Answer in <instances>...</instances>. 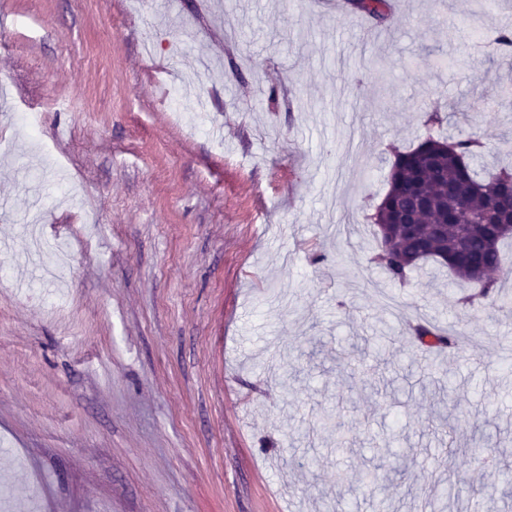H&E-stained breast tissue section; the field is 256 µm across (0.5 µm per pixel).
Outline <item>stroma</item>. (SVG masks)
I'll list each match as a JSON object with an SVG mask.
<instances>
[{
  "label": "stroma",
  "mask_w": 512,
  "mask_h": 512,
  "mask_svg": "<svg viewBox=\"0 0 512 512\" xmlns=\"http://www.w3.org/2000/svg\"><path fill=\"white\" fill-rule=\"evenodd\" d=\"M392 3L376 28L329 0H0L10 512H475L500 486L512 312L433 263L389 281L366 216L433 105L485 96L465 131L512 162V0Z\"/></svg>",
  "instance_id": "obj_1"
}]
</instances>
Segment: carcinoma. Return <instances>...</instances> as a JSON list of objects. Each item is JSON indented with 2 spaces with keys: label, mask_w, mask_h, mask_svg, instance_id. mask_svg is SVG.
Listing matches in <instances>:
<instances>
[{
  "label": "carcinoma",
  "mask_w": 512,
  "mask_h": 512,
  "mask_svg": "<svg viewBox=\"0 0 512 512\" xmlns=\"http://www.w3.org/2000/svg\"><path fill=\"white\" fill-rule=\"evenodd\" d=\"M351 10L377 24L389 22V0H347ZM494 50L512 55V28L496 32ZM484 144L471 136L428 134L418 144L394 154L388 188L376 205L371 220L376 226L378 251L371 261L392 282L403 284L408 272L433 261L458 280L478 286V292L463 298L472 306L483 300L489 306L506 308L512 302L495 294L496 278L503 273L500 245L512 237L507 231L491 232L484 224H454L453 211L465 209L482 213L489 208L512 209V168L485 175L478 173L476 161ZM421 208L415 233H405L394 223L401 210ZM442 224V231L436 225ZM421 341L436 336L438 346L453 350V336L435 335L427 325L412 329Z\"/></svg>",
  "instance_id": "cac0c4a2"
}]
</instances>
